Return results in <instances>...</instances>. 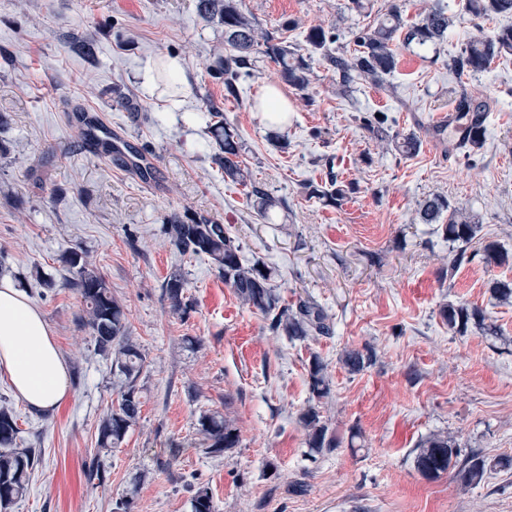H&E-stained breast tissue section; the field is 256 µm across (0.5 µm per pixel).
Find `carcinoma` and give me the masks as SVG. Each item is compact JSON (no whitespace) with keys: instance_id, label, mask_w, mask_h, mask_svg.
<instances>
[{"instance_id":"cac0c4a2","label":"carcinoma","mask_w":512,"mask_h":512,"mask_svg":"<svg viewBox=\"0 0 512 512\" xmlns=\"http://www.w3.org/2000/svg\"><path fill=\"white\" fill-rule=\"evenodd\" d=\"M197 9L204 18L218 16L224 24V57L220 72L224 73V89L235 96L243 70L250 68L251 56L262 55L279 67L283 83L298 91L310 84L311 67L301 54V47L290 45L273 33L261 28L254 18L241 8L240 0H198ZM465 15L474 24L477 34L470 37L461 53L448 61V71L458 83L463 78L488 70L495 60L512 56V26L487 31L481 22L492 17L512 15V0H466ZM453 24L447 10L439 3L425 7L420 19L406 23L397 3L388 4L373 23L353 34V50L335 52L331 45L336 36L321 26L314 25L305 35L307 50L327 61L336 74L339 90L345 92L362 80L382 87L386 77L397 67L396 42L405 47L425 46L442 39ZM448 106L455 112L453 121L464 125L465 134L457 140L458 149L470 157L482 149L485 142L484 112L486 102L467 92L451 91ZM198 117L213 129L218 152L215 161L224 169V176L250 188V196L260 200L258 216L269 219L272 200L257 186L243 165L241 145L237 134L218 112H201ZM421 141L409 133L395 143L396 149L407 156L418 153ZM419 218L424 224L441 225L448 241L466 247L478 236L480 225L464 207L453 206L448 199L435 195L420 203ZM169 243L183 255L205 256L211 260L224 284L233 288L243 304L262 313L271 320L270 328L291 340H304L328 331L327 316L322 308L310 300H301L294 307L280 302V296L271 284V270L263 263H246L242 247L224 230V225L205 218L183 221L178 218L164 225ZM483 260L488 265H506L512 260L508 252L497 243L487 242L482 247ZM66 264L74 277L66 285L76 289L85 307L81 320L89 326L97 350L112 360L113 390L118 405L102 421L98 434V449L110 451L120 447L127 433L141 416V390L138 381L147 369V357L140 344L130 336L126 316L120 301L106 281L93 267L88 252L74 248L68 251ZM163 294L171 313L183 316L191 308L184 295V281L174 274L164 280ZM440 314L448 328L465 335L469 325L484 322L483 312L465 304L448 303ZM372 355L356 349L344 351L343 365L351 372L362 371L371 362ZM310 390L322 398L328 394L326 366L313 357L309 366ZM300 419L307 432L308 446L318 451L339 447L340 440L329 433L319 411L308 406ZM198 432L208 443L210 452L219 454L238 444V434L232 422L220 415L205 414L199 419ZM39 463L35 448H22L19 428L13 408L8 402L0 403V512L21 500L27 493L31 475ZM415 468L427 478H437L450 470L464 487H476L496 468L512 467V456L485 458L479 454L460 462L455 440L444 435H431L417 444ZM193 512H215L212 496L199 488L192 497Z\"/></svg>"}]
</instances>
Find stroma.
Instances as JSON below:
<instances>
[{"instance_id":"obj_1","label":"stroma","mask_w":512,"mask_h":512,"mask_svg":"<svg viewBox=\"0 0 512 512\" xmlns=\"http://www.w3.org/2000/svg\"><path fill=\"white\" fill-rule=\"evenodd\" d=\"M242 0L262 27L303 42L307 29L335 28L338 49L372 23L387 0ZM456 21L437 49L400 51L385 88L336 93L331 70L311 61L309 87L285 88L292 107L287 147L270 141L254 110L277 66L259 57L238 97L210 72L224 27L201 18L197 0H0V272L44 314L66 363L69 397L47 413L30 409L0 376V396L21 437L41 451L29 490L10 512H192L208 489L216 512H512V470L465 487L413 466L416 444L453 437L462 454L512 456V301L492 295L512 282V266L485 265L482 241L512 251V57L465 82L486 101V140L475 162L456 147L447 115L449 55L473 33L464 0H443ZM297 29H289V20ZM175 56L187 80L169 111L167 78L146 94L134 74L142 61ZM218 107L239 135L243 159L276 205L260 220L244 187L213 161L215 138L189 112ZM80 112L98 115L146 149L155 181L138 182L123 160L91 152L77 137ZM382 116L385 140L363 120ZM417 133V154L394 138ZM354 183L341 205L312 187ZM442 195L482 226L470 258L452 265L419 204ZM223 224L249 261L273 271L283 302L308 299L327 314L329 333L291 340L243 305L207 258L181 255L163 228L174 217ZM81 248L124 307L147 355L139 424L120 448L96 455L98 427L112 410L110 358L96 351L78 317L83 303L66 287L67 251ZM41 270L57 286L31 276ZM182 275L192 303L173 315L161 285ZM482 309L495 327L460 336L440 315L448 302ZM372 350L371 365L348 372L345 350ZM326 366L330 392L312 395L308 362ZM318 405L340 447L314 453L298 420ZM223 413L239 442L207 453L202 415ZM99 457L101 478L86 466Z\"/></svg>"}]
</instances>
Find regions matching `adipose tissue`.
I'll return each instance as SVG.
<instances>
[{"label": "adipose tissue", "instance_id": "adipose-tissue-1", "mask_svg": "<svg viewBox=\"0 0 512 512\" xmlns=\"http://www.w3.org/2000/svg\"><path fill=\"white\" fill-rule=\"evenodd\" d=\"M23 401L39 411L68 394L66 366L42 312L10 278H0V372Z\"/></svg>", "mask_w": 512, "mask_h": 512}]
</instances>
